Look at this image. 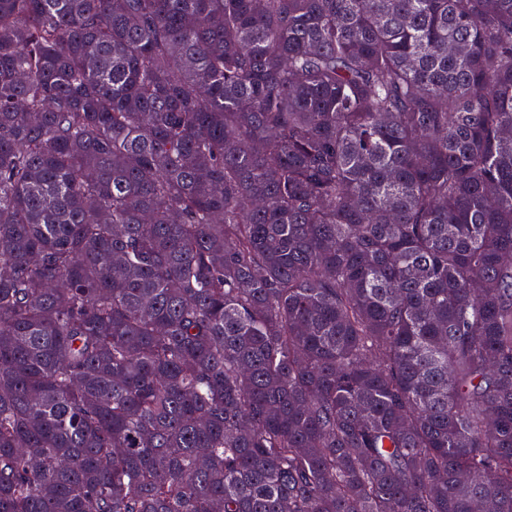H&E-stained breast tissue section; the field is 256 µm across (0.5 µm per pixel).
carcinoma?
<instances>
[{
  "label": "carcinoma",
  "mask_w": 512,
  "mask_h": 512,
  "mask_svg": "<svg viewBox=\"0 0 512 512\" xmlns=\"http://www.w3.org/2000/svg\"><path fill=\"white\" fill-rule=\"evenodd\" d=\"M512 512V0H0V512Z\"/></svg>",
  "instance_id": "obj_1"
}]
</instances>
